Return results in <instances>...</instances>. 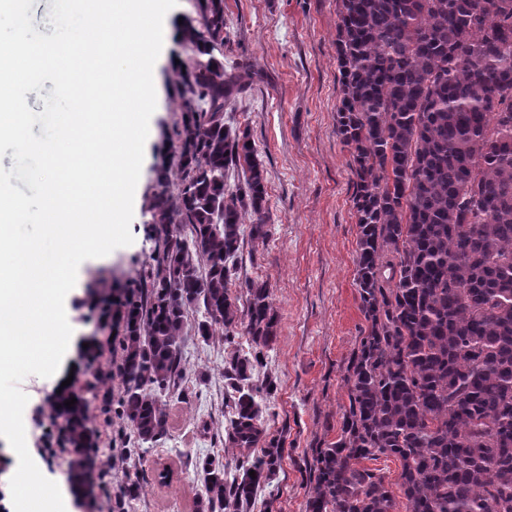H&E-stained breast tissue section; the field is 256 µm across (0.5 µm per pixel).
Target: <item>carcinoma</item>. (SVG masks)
Masks as SVG:
<instances>
[{
  "instance_id": "1",
  "label": "carcinoma",
  "mask_w": 512,
  "mask_h": 512,
  "mask_svg": "<svg viewBox=\"0 0 512 512\" xmlns=\"http://www.w3.org/2000/svg\"><path fill=\"white\" fill-rule=\"evenodd\" d=\"M180 31L185 58L170 167L157 180L151 224L165 245L125 296L120 415L135 440L166 434L162 394L176 385L189 312L195 333L240 327L253 356L229 353L231 447L239 474L206 458L198 512H249L283 457L282 441L252 455L269 376L254 379L278 316L269 288L227 294L244 233L265 237L264 167L245 130L224 125L242 76L224 70V0H197ZM337 131L351 147L356 284L367 322L344 368L348 406L336 441L313 449L307 512H393L385 476L361 466L394 456L406 512H512V0H336ZM244 183L226 191L224 173ZM77 399L72 407L65 400ZM71 448L69 482L96 499L97 432L82 396L48 401ZM255 476H250V471ZM139 472L121 496H139Z\"/></svg>"
}]
</instances>
